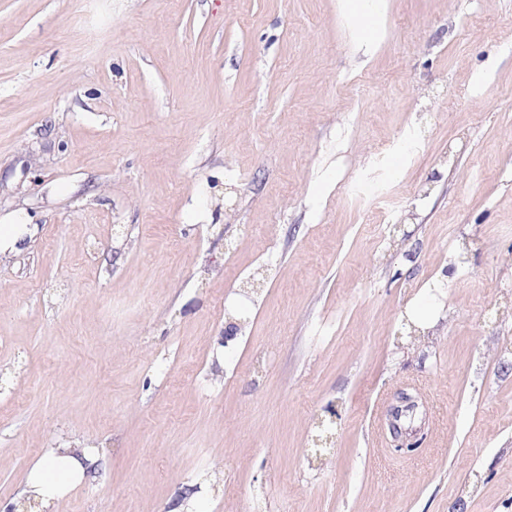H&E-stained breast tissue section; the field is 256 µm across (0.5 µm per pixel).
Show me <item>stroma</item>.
I'll return each mask as SVG.
<instances>
[{"label": "stroma", "instance_id": "stroma-1", "mask_svg": "<svg viewBox=\"0 0 512 512\" xmlns=\"http://www.w3.org/2000/svg\"><path fill=\"white\" fill-rule=\"evenodd\" d=\"M366 6L0 0V503L512 512V0ZM32 222L33 217L29 214L22 219L11 215L0 218V254L17 251L24 235L30 232L26 225L33 224ZM52 451L33 470L27 495L50 502L69 492L76 481L86 477L81 464L73 457Z\"/></svg>", "mask_w": 512, "mask_h": 512}]
</instances>
